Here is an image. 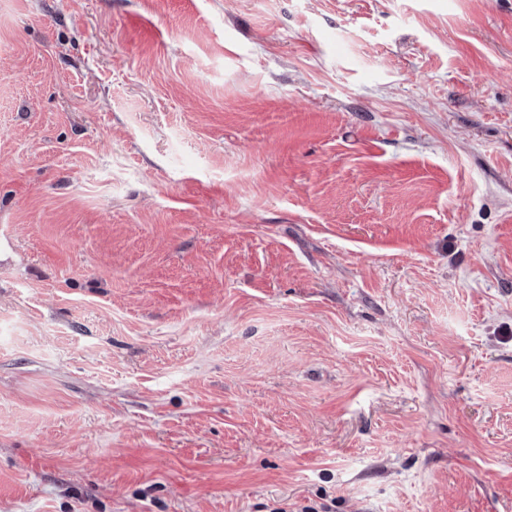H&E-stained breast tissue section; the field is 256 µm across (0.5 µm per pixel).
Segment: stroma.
I'll return each mask as SVG.
<instances>
[{
  "instance_id": "1",
  "label": "stroma",
  "mask_w": 512,
  "mask_h": 512,
  "mask_svg": "<svg viewBox=\"0 0 512 512\" xmlns=\"http://www.w3.org/2000/svg\"><path fill=\"white\" fill-rule=\"evenodd\" d=\"M512 512V0H0V512Z\"/></svg>"
}]
</instances>
